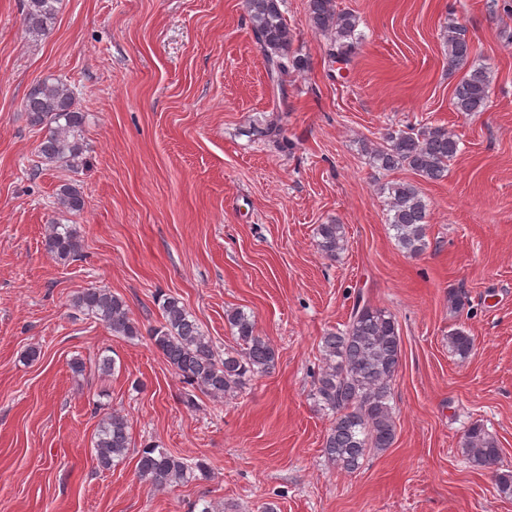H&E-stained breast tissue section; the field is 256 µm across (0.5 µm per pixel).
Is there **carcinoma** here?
<instances>
[{
    "label": "carcinoma",
    "mask_w": 512,
    "mask_h": 512,
    "mask_svg": "<svg viewBox=\"0 0 512 512\" xmlns=\"http://www.w3.org/2000/svg\"><path fill=\"white\" fill-rule=\"evenodd\" d=\"M283 0H245L251 31L260 45L270 76L299 70L305 60L292 50L293 35L281 10ZM60 0H23V27L34 40L47 36L55 24ZM309 20L314 31L329 40V57L338 65L350 64L360 34L358 19L350 11L336 9V0H308ZM444 44L448 65L467 68L453 91L454 111L484 112L490 102L491 72L471 63L474 44L465 27L450 23ZM29 123L41 134L36 167H63L77 173L88 165L85 125L76 96L61 78H46L33 85L22 102ZM459 139L444 127L407 130L385 128L381 143L363 144L362 151L372 167L391 171L407 168L425 181H439L448 163L457 155ZM385 195L388 224L399 247L412 256L426 249V226L430 203L411 182H388ZM58 209L79 213L85 199L81 185L68 180L56 191ZM347 244L346 227L340 223L320 224L316 245L323 256L336 258ZM44 246L61 264L81 252V240L72 224L48 226ZM162 321L148 330L155 350L173 368L183 384L213 398L236 393L253 378L270 373L278 352L256 333L252 317L229 310L225 320L240 346L234 352H219L199 327L180 298H158ZM79 313L105 324L114 335L127 339L142 336L141 327L122 297L106 288L90 287L72 299ZM451 350L465 358L474 349V339L462 331L448 335ZM400 336L395 319L383 309L356 297L344 328L322 339V365L315 377L314 396L333 415L324 442V453L336 468L353 472L369 451L391 447L396 436L391 401V383L399 368ZM132 444L130 423L119 412H106L98 421L93 441L97 465L108 470L124 458ZM462 448L472 466L490 469L498 464L497 441L479 423L464 434ZM137 475L158 489H167L209 475L206 463L189 461L164 448L145 445L137 452Z\"/></svg>",
    "instance_id": "1"
}]
</instances>
